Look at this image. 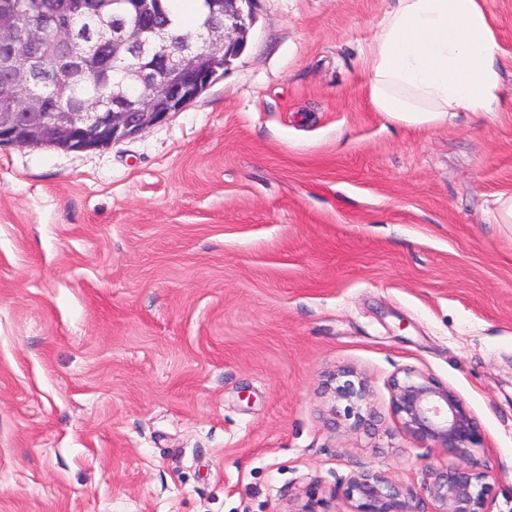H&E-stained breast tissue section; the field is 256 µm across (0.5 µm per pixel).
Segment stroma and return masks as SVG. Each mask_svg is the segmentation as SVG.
Segmentation results:
<instances>
[{"label":"stroma","mask_w":512,"mask_h":512,"mask_svg":"<svg viewBox=\"0 0 512 512\" xmlns=\"http://www.w3.org/2000/svg\"><path fill=\"white\" fill-rule=\"evenodd\" d=\"M391 0H257L199 98L86 152L0 146V512H352L381 471L427 512L389 382L453 389L512 512V108L373 110ZM352 371L366 425L333 419Z\"/></svg>","instance_id":"obj_1"}]
</instances>
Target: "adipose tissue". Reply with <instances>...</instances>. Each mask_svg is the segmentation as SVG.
I'll list each match as a JSON object with an SVG mask.
<instances>
[{
	"mask_svg": "<svg viewBox=\"0 0 512 512\" xmlns=\"http://www.w3.org/2000/svg\"><path fill=\"white\" fill-rule=\"evenodd\" d=\"M502 56L486 0H393L368 48L370 102L390 121L429 128L502 111Z\"/></svg>",
	"mask_w": 512,
	"mask_h": 512,
	"instance_id": "1",
	"label": "adipose tissue"
}]
</instances>
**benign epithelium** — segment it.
Returning a JSON list of instances; mask_svg holds the SVG:
<instances>
[{"label":"benign epithelium","instance_id":"1","mask_svg":"<svg viewBox=\"0 0 512 512\" xmlns=\"http://www.w3.org/2000/svg\"><path fill=\"white\" fill-rule=\"evenodd\" d=\"M161 2L129 0L133 25L116 17L97 20L98 37L112 57L133 61L131 81L152 88L146 97L119 90L105 112L97 111L92 101L84 103L80 112L57 111L51 97L34 89L36 52L49 61L76 45L77 6L68 3L56 18L45 17L26 27L14 6L1 3L0 69L10 75L17 106L0 105V145L40 144L84 152L134 138L184 109L210 86L218 70L228 68L243 53L255 22L256 0H212L213 15L222 21H210L196 33L182 36L174 50L167 46L166 31L153 25ZM23 26L26 30L21 34ZM51 26L55 34L48 42L45 31ZM329 391L332 402L345 403V416L362 422L364 385L347 380ZM390 392L391 409L404 435L460 460L455 465L426 466L432 512H492L496 476L473 458L483 437L460 396L411 368L391 379ZM345 496L354 502L353 512H413L407 493L379 471L350 475ZM294 512H329L327 500L311 488Z\"/></svg>","mask_w":512,"mask_h":512}]
</instances>
